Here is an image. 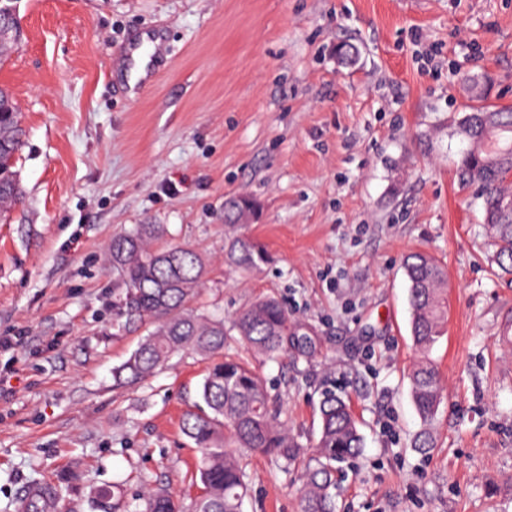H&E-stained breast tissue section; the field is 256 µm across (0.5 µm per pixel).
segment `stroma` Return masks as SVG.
Returning a JSON list of instances; mask_svg holds the SVG:
<instances>
[{
	"label": "stroma",
	"instance_id": "obj_1",
	"mask_svg": "<svg viewBox=\"0 0 512 512\" xmlns=\"http://www.w3.org/2000/svg\"><path fill=\"white\" fill-rule=\"evenodd\" d=\"M16 16L0 65L25 129L22 199L0 222V336L16 340L0 347V512L72 474L61 512H97L91 490L117 480L132 507L148 485L196 492L181 419L208 359L112 381L142 331L112 326L104 249L134 224L202 254L201 310L273 296L311 339L253 365L303 440L323 393L349 400L364 448L336 474V512H512V283L456 174L458 120L512 107V0H17ZM151 31L163 55L135 95L121 54ZM234 195L257 202L243 231L272 256L254 273L224 261ZM412 251L448 276L427 455L410 446ZM249 469L248 512H299L303 466Z\"/></svg>",
	"mask_w": 512,
	"mask_h": 512
}]
</instances>
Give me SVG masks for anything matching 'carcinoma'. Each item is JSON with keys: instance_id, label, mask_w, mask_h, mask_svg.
<instances>
[{"instance_id": "1", "label": "carcinoma", "mask_w": 512, "mask_h": 512, "mask_svg": "<svg viewBox=\"0 0 512 512\" xmlns=\"http://www.w3.org/2000/svg\"><path fill=\"white\" fill-rule=\"evenodd\" d=\"M483 122L472 128L460 124L467 142L458 163L464 187L475 188L483 202L484 221L491 230L493 260L502 276L512 277V109L472 112ZM21 113L0 89V215H7L21 196L14 164L23 143ZM252 209L245 197L231 199L224 223L236 228ZM166 233L163 224H134L112 236L107 257L112 267L113 326L137 322L146 335L130 357L112 372L115 385L136 387L152 377L177 353L210 360L198 390L199 402L182 417V432L200 453L195 476L200 493L184 505L183 498L165 488H150L142 512H244L250 477L243 451L270 457L281 468L305 462L301 512H335L337 465L356 458L363 437L349 404L328 394L320 403V428L309 445L288 430L271 400L265 380L251 366L246 352L276 359L293 346L306 348L296 337L297 326L275 297L254 301L224 324V317L196 307L203 285L205 260L181 244L156 247ZM225 262L242 272L269 262L266 250L245 235L230 236ZM410 281L412 335L419 357L410 372L412 398L423 429L413 440L427 454L434 444L433 422L447 398L428 353L443 335L448 320L447 278L441 265L423 251L404 260Z\"/></svg>"}]
</instances>
